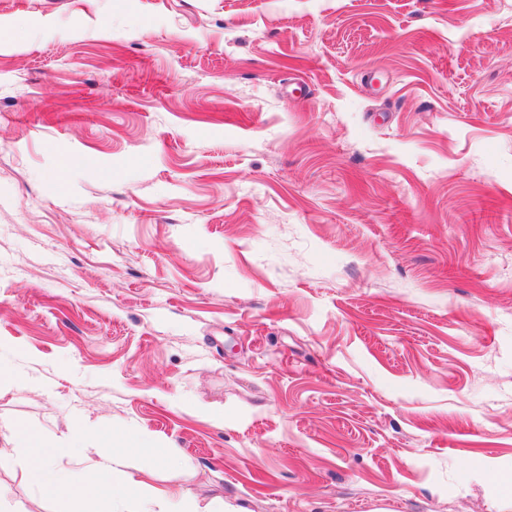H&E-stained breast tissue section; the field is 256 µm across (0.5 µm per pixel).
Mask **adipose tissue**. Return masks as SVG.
<instances>
[{"label": "adipose tissue", "mask_w": 512, "mask_h": 512, "mask_svg": "<svg viewBox=\"0 0 512 512\" xmlns=\"http://www.w3.org/2000/svg\"><path fill=\"white\" fill-rule=\"evenodd\" d=\"M8 433L17 447L30 449L37 460L30 472L31 482L48 490L56 499L74 502L75 512H112L118 500L127 502L132 512H173L171 492L128 477L121 469L120 458L97 451L93 434L81 423L71 424L66 441L55 445L34 443L27 432L14 427ZM67 453L94 456L97 474L109 480L107 490H99L95 483L82 482L79 476L57 470V459Z\"/></svg>", "instance_id": "obj_1"}]
</instances>
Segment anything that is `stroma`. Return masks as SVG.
Returning a JSON list of instances; mask_svg holds the SVG:
<instances>
[{"instance_id":"obj_1","label":"stroma","mask_w":512,"mask_h":512,"mask_svg":"<svg viewBox=\"0 0 512 512\" xmlns=\"http://www.w3.org/2000/svg\"><path fill=\"white\" fill-rule=\"evenodd\" d=\"M0 338L198 512H512V0H0Z\"/></svg>"}]
</instances>
